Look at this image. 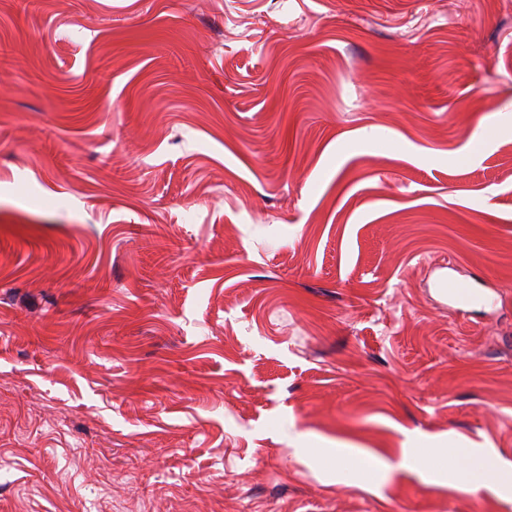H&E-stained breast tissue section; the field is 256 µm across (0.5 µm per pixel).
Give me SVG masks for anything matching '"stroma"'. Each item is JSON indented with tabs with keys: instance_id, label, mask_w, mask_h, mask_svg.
Masks as SVG:
<instances>
[{
	"instance_id": "obj_1",
	"label": "stroma",
	"mask_w": 512,
	"mask_h": 512,
	"mask_svg": "<svg viewBox=\"0 0 512 512\" xmlns=\"http://www.w3.org/2000/svg\"><path fill=\"white\" fill-rule=\"evenodd\" d=\"M438 448L512 476V0H0V512H512ZM457 456H464L462 465L448 457V472L456 484L479 488L488 480L494 479V467L489 461L472 458L468 454L467 448H460ZM469 487H465V489L469 490Z\"/></svg>"
}]
</instances>
